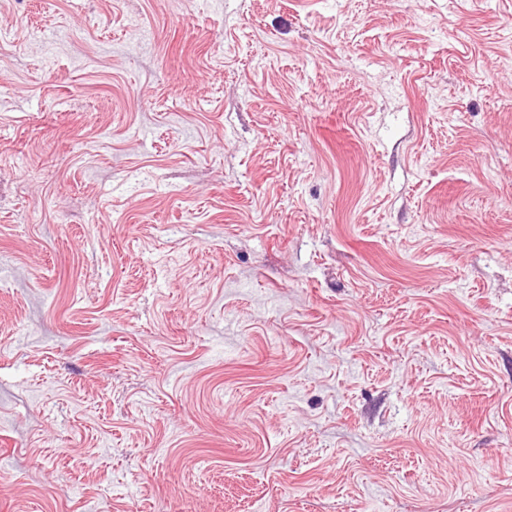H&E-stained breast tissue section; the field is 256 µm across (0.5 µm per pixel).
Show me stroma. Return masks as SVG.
<instances>
[{
	"mask_svg": "<svg viewBox=\"0 0 512 512\" xmlns=\"http://www.w3.org/2000/svg\"><path fill=\"white\" fill-rule=\"evenodd\" d=\"M0 512H512V0H0Z\"/></svg>",
	"mask_w": 512,
	"mask_h": 512,
	"instance_id": "1",
	"label": "stroma"
}]
</instances>
